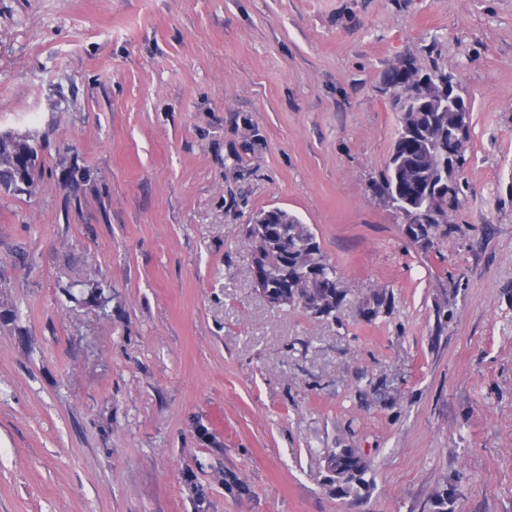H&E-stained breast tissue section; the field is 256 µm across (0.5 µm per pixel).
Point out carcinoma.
<instances>
[{
  "instance_id": "obj_1",
  "label": "carcinoma",
  "mask_w": 512,
  "mask_h": 512,
  "mask_svg": "<svg viewBox=\"0 0 512 512\" xmlns=\"http://www.w3.org/2000/svg\"><path fill=\"white\" fill-rule=\"evenodd\" d=\"M421 68L411 58L401 67L391 68L384 82L402 86L420 75ZM450 112L436 111L435 104L419 96L407 97L401 105L400 129L393 142L381 188L393 201L392 208L409 212L417 207L434 208L442 218L457 211L464 202V189L458 182L451 186L436 177L438 145H448ZM45 142L30 133H10L0 137V191L15 195L34 192L45 171L42 152ZM64 185L75 190L90 176L59 160ZM409 238L427 247L448 235L446 224H408ZM245 239L259 246L253 255L250 274L269 289L282 305L299 304L316 317L335 316L344 294L337 288L336 267L324 256L315 234L306 224L286 211L262 210L244 227ZM330 472L328 485L336 495L358 500L367 490L364 475L367 461L354 448H337L324 457Z\"/></svg>"
}]
</instances>
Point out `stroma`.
Masks as SVG:
<instances>
[{
  "label": "stroma",
  "instance_id": "stroma-1",
  "mask_svg": "<svg viewBox=\"0 0 512 512\" xmlns=\"http://www.w3.org/2000/svg\"><path fill=\"white\" fill-rule=\"evenodd\" d=\"M407 57L472 112L428 248L373 193ZM0 129L47 142L0 192V512H512V0H0ZM271 208L335 266L336 319L255 291ZM98 280L106 309L63 292ZM328 485L336 495L358 500L367 490L364 475L368 470L367 461L354 448H336L324 457Z\"/></svg>",
  "mask_w": 512,
  "mask_h": 512
}]
</instances>
